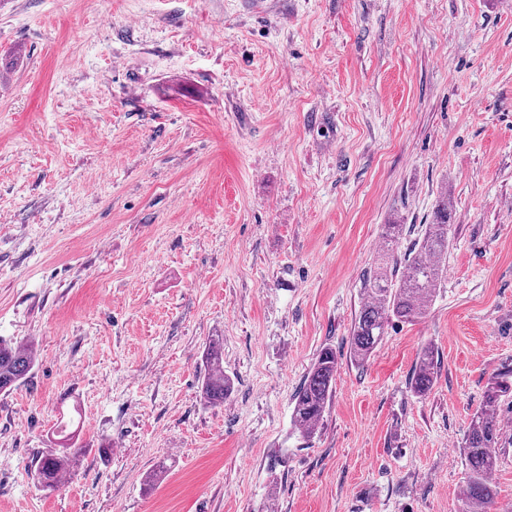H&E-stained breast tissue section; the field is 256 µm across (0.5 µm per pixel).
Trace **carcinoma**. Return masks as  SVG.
Wrapping results in <instances>:
<instances>
[{
	"label": "carcinoma",
	"mask_w": 512,
	"mask_h": 512,
	"mask_svg": "<svg viewBox=\"0 0 512 512\" xmlns=\"http://www.w3.org/2000/svg\"><path fill=\"white\" fill-rule=\"evenodd\" d=\"M452 219L445 198L438 204L433 222L425 225L420 243L401 260L395 258V251L404 225H382L384 251L379 262L362 275L364 303L355 315L349 336V356L355 363L362 366L370 359L390 323H414L427 315L446 274ZM203 357L202 398L209 404H221L232 390L231 379L224 375V338L212 337ZM33 364V355L24 345L0 339V391H8L23 382ZM338 365L336 350L322 349L293 395L291 425L304 438L318 430L330 401ZM436 374L434 350L426 345L419 353L409 383L411 393L418 399L426 398ZM511 390L512 383L507 377L493 378L470 418L463 445L465 481L457 512L497 510L499 491L493 479L499 465L496 449L512 444L501 423V398ZM74 466L75 459L69 456L46 453L37 462L36 476L44 486L57 487L73 474Z\"/></svg>",
	"instance_id": "1"
}]
</instances>
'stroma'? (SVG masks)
<instances>
[{
	"instance_id": "1",
	"label": "stroma",
	"mask_w": 512,
	"mask_h": 512,
	"mask_svg": "<svg viewBox=\"0 0 512 512\" xmlns=\"http://www.w3.org/2000/svg\"><path fill=\"white\" fill-rule=\"evenodd\" d=\"M443 196L429 313L356 366L383 225L409 252ZM0 338L35 351L0 392V512H456L512 372V0H0ZM205 375L201 395L206 403L221 404L232 390L231 379L224 375V339L213 336L205 347ZM437 360L430 345L424 346L418 356L414 373L409 383L411 393L424 399L431 392L437 374ZM336 351L322 349L292 398L291 425L304 438L313 436L330 401L339 365ZM53 452L44 454L37 462L36 476L45 487H57L73 474L75 459Z\"/></svg>"
}]
</instances>
